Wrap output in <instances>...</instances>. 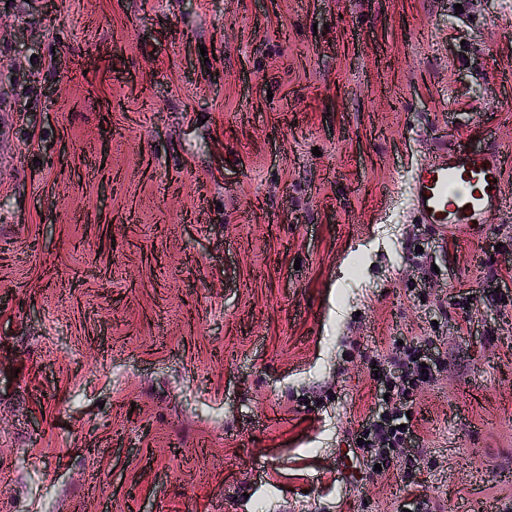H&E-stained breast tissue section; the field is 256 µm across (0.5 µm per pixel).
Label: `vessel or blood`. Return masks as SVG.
<instances>
[{
    "instance_id": "b4317fda",
    "label": "vessel or blood",
    "mask_w": 512,
    "mask_h": 512,
    "mask_svg": "<svg viewBox=\"0 0 512 512\" xmlns=\"http://www.w3.org/2000/svg\"><path fill=\"white\" fill-rule=\"evenodd\" d=\"M502 156L495 146L482 150L440 146L414 170L412 208L420 223L440 232L479 235L493 223L504 199Z\"/></svg>"
}]
</instances>
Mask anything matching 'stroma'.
Here are the masks:
<instances>
[{"mask_svg":"<svg viewBox=\"0 0 512 512\" xmlns=\"http://www.w3.org/2000/svg\"><path fill=\"white\" fill-rule=\"evenodd\" d=\"M0 512H512V0H0ZM496 145L476 238L418 223ZM397 336L417 464L349 438ZM503 179L502 156L495 146L470 150L444 143L413 172L412 208L421 224L475 237L493 224L503 206Z\"/></svg>","mask_w":512,"mask_h":512,"instance_id":"stroma-1","label":"stroma"}]
</instances>
